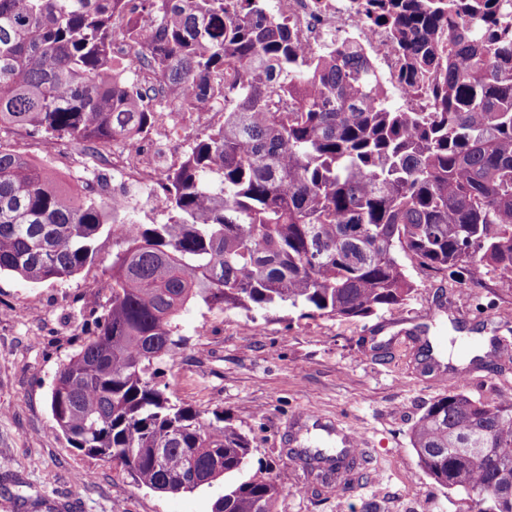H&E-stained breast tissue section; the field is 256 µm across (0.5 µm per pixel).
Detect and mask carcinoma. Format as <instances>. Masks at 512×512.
Here are the masks:
<instances>
[{
    "mask_svg": "<svg viewBox=\"0 0 512 512\" xmlns=\"http://www.w3.org/2000/svg\"><path fill=\"white\" fill-rule=\"evenodd\" d=\"M496 2L373 0L403 57L401 84L427 99L407 112L387 106L358 47L301 58L267 18L268 0H0V131L88 151L140 137L165 107L139 86L141 65L170 100L224 113L151 188L164 224L114 213L0 142V273L73 276L93 263L98 234L134 225L112 262V303L51 389L70 447L163 493L245 469L250 440L224 411H195L161 382L193 303L369 316L414 290L402 253L434 272L487 266L512 277V34L496 32ZM120 18L145 48L122 66L112 57ZM410 444L471 512H512V398L449 389ZM299 455L338 474L356 463L349 448ZM282 490L255 474L225 488L212 512H273Z\"/></svg>",
    "mask_w": 512,
    "mask_h": 512,
    "instance_id": "cac0c4a2",
    "label": "carcinoma"
}]
</instances>
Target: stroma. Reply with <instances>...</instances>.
<instances>
[{
	"label": "stroma",
	"mask_w": 512,
	"mask_h": 512,
	"mask_svg": "<svg viewBox=\"0 0 512 512\" xmlns=\"http://www.w3.org/2000/svg\"><path fill=\"white\" fill-rule=\"evenodd\" d=\"M25 153L70 178L78 147L36 139ZM92 264L64 279L32 284L0 275V512H212L216 481L191 492L137 486L112 464L70 448L56 430L49 394L55 374L94 329L111 296L112 263L124 248L101 234ZM415 292L368 317H300L287 306L245 311L194 304L183 313L182 349L164 365L174 397L199 412L223 409L252 453L246 475L269 469L283 485L276 512H468L466 496L420 467L410 431L425 407L454 387L475 400L512 398V362L489 361L440 385L423 372L424 341L466 345L488 336L512 344V291L480 266L436 274L403 257ZM322 415L308 425L303 412ZM361 439L364 465L333 492L294 454L317 447L325 427ZM93 483L78 490L79 474Z\"/></svg>",
	"instance_id": "stroma-1"
}]
</instances>
